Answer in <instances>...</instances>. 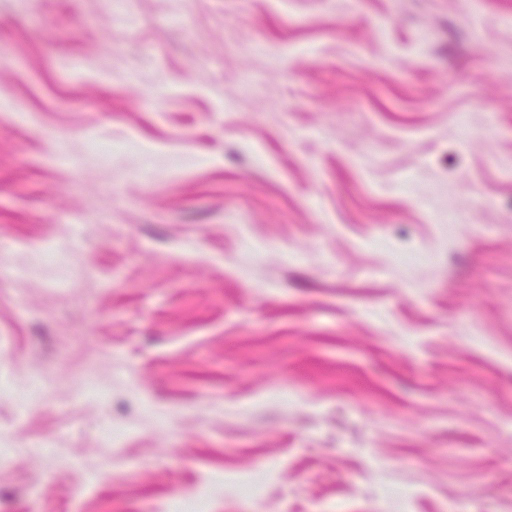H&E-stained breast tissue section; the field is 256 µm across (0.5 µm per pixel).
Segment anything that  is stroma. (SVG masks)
Here are the masks:
<instances>
[{
    "instance_id": "obj_1",
    "label": "stroma",
    "mask_w": 512,
    "mask_h": 512,
    "mask_svg": "<svg viewBox=\"0 0 512 512\" xmlns=\"http://www.w3.org/2000/svg\"><path fill=\"white\" fill-rule=\"evenodd\" d=\"M0 512H512V0H0Z\"/></svg>"
}]
</instances>
